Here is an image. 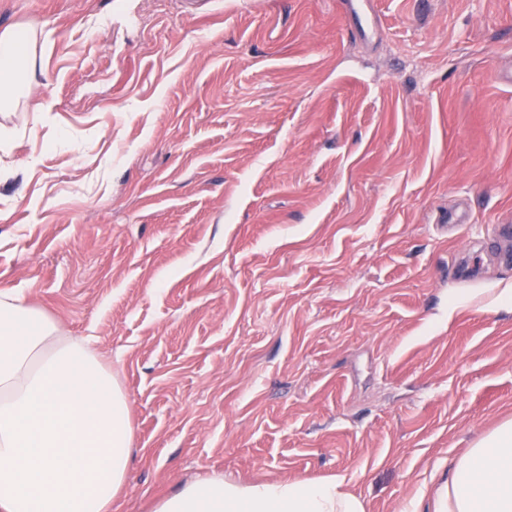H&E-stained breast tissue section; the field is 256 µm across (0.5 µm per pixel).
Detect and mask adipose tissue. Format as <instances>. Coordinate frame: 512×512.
<instances>
[{
	"label": "adipose tissue",
	"mask_w": 512,
	"mask_h": 512,
	"mask_svg": "<svg viewBox=\"0 0 512 512\" xmlns=\"http://www.w3.org/2000/svg\"><path fill=\"white\" fill-rule=\"evenodd\" d=\"M32 26L0 29V112H45L32 98ZM132 447L129 400L91 340L0 290V512H112ZM154 512H365L345 479L242 485L213 475L179 486ZM444 512H512V421L455 462Z\"/></svg>",
	"instance_id": "obj_1"
}]
</instances>
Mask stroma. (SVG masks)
Instances as JSON below:
<instances>
[{"instance_id": "stroma-1", "label": "stroma", "mask_w": 512, "mask_h": 512, "mask_svg": "<svg viewBox=\"0 0 512 512\" xmlns=\"http://www.w3.org/2000/svg\"><path fill=\"white\" fill-rule=\"evenodd\" d=\"M371 6L0 0L53 104L4 119L0 286L129 398L112 512L213 474L439 512L512 420V0ZM367 0H352L350 8V15L355 19V29L364 38H369L374 35L376 25L372 13L368 11Z\"/></svg>"}]
</instances>
